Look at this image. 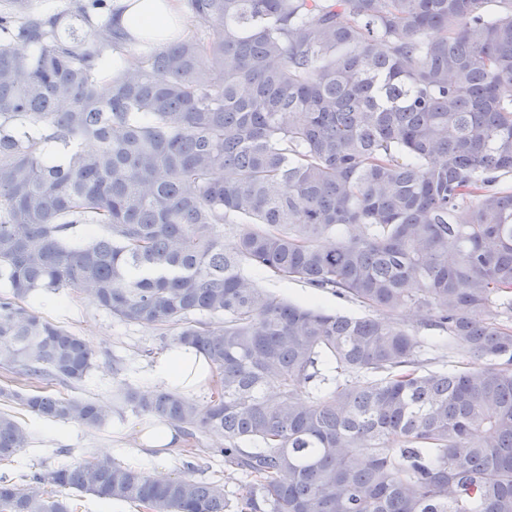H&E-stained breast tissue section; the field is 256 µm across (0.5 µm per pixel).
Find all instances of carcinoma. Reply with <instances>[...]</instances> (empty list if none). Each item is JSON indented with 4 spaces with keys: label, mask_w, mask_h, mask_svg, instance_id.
<instances>
[{
    "label": "carcinoma",
    "mask_w": 512,
    "mask_h": 512,
    "mask_svg": "<svg viewBox=\"0 0 512 512\" xmlns=\"http://www.w3.org/2000/svg\"><path fill=\"white\" fill-rule=\"evenodd\" d=\"M186 7L203 36L119 71L99 0L0 11V369L33 382L0 395L46 420L109 419L53 392L94 357L32 310L41 293L176 326L214 371L206 408L170 387L116 402L224 437L252 483L233 503L218 480L92 458L1 476L0 512H71L72 491L150 512H512V0ZM246 265L413 308L476 363L423 371L426 337L287 302ZM28 441L0 413V462Z\"/></svg>",
    "instance_id": "carcinoma-1"
}]
</instances>
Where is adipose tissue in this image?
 Segmentation results:
<instances>
[{"label":"adipose tissue","instance_id":"adipose-tissue-1","mask_svg":"<svg viewBox=\"0 0 512 512\" xmlns=\"http://www.w3.org/2000/svg\"><path fill=\"white\" fill-rule=\"evenodd\" d=\"M120 2L122 10L113 15L112 24L124 38L109 54L114 66H129L133 52L142 47H163L189 34L190 19L183 8V0ZM152 373L157 381L191 396L212 381L207 360L189 345H172L156 360Z\"/></svg>","mask_w":512,"mask_h":512}]
</instances>
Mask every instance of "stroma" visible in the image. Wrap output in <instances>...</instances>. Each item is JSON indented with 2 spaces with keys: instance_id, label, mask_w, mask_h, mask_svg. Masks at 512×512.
I'll return each instance as SVG.
<instances>
[{
  "instance_id": "obj_1",
  "label": "stroma",
  "mask_w": 512,
  "mask_h": 512,
  "mask_svg": "<svg viewBox=\"0 0 512 512\" xmlns=\"http://www.w3.org/2000/svg\"><path fill=\"white\" fill-rule=\"evenodd\" d=\"M259 287L294 303L313 304L327 311H339L361 317L367 308L321 293L307 284L278 279L263 273L256 274ZM36 313L44 319L82 336L94 352L96 367L84 383L70 388L75 397L93 398L111 403L118 388L156 387L151 370L158 357L169 350L175 329L157 330L137 323L119 320L97 303L87 302L84 296L66 290L37 305ZM0 412L14 415L28 429L31 438L10 462L0 464V475L23 482L26 475L42 465L56 462V449H66V462L78 463L90 457L108 458L119 463L142 466L150 474L175 477L221 479L228 498L234 499L244 491L250 479L247 475L229 470L216 449L222 437L200 434L184 440L179 448H148L137 446L139 429L150 426L151 418L124 408L110 417L101 429H89L75 422H54L27 412L16 402L0 397ZM206 449V462L195 471H188L186 448Z\"/></svg>"
}]
</instances>
